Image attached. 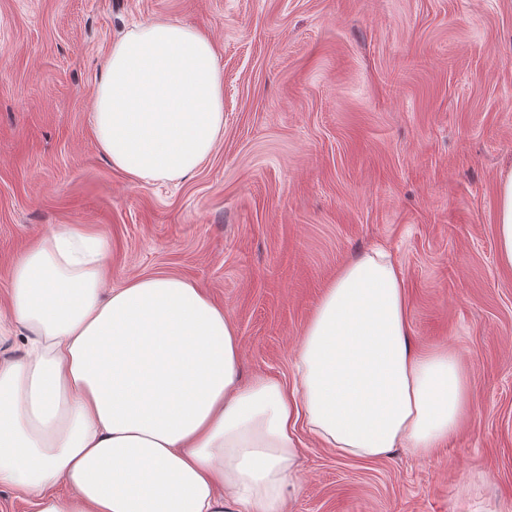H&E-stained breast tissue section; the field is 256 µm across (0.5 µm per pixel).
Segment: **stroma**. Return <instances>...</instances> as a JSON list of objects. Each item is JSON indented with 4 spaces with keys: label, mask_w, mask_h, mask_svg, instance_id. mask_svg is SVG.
Listing matches in <instances>:
<instances>
[{
    "label": "stroma",
    "mask_w": 512,
    "mask_h": 512,
    "mask_svg": "<svg viewBox=\"0 0 512 512\" xmlns=\"http://www.w3.org/2000/svg\"><path fill=\"white\" fill-rule=\"evenodd\" d=\"M167 19L211 39L224 136L180 180L138 183L93 133L114 40ZM512 0H0V356L23 252L61 224L106 244V285L169 274L241 336V376L294 381L296 347L352 257L388 250L412 340L453 351L473 411L422 453L338 456L300 435L286 512H512ZM496 239L501 264L512 268V169L498 180Z\"/></svg>",
    "instance_id": "stroma-1"
}]
</instances>
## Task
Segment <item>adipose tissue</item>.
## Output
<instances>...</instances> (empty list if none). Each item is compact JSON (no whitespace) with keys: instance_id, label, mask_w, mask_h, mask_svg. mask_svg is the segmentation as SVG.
I'll return each instance as SVG.
<instances>
[{"instance_id":"ef3b65f1","label":"adipose tissue","mask_w":512,"mask_h":512,"mask_svg":"<svg viewBox=\"0 0 512 512\" xmlns=\"http://www.w3.org/2000/svg\"><path fill=\"white\" fill-rule=\"evenodd\" d=\"M95 139L136 182L194 173L224 135L213 43L149 20L114 41L93 102ZM498 257L512 268V170L497 186ZM104 244L63 226L28 250L9 311L28 333L0 364V486L37 512H284L298 432L338 455L427 451L471 413L448 349L413 343L400 265L360 255L326 286L293 384L240 383L236 326L194 284L105 285Z\"/></svg>"}]
</instances>
